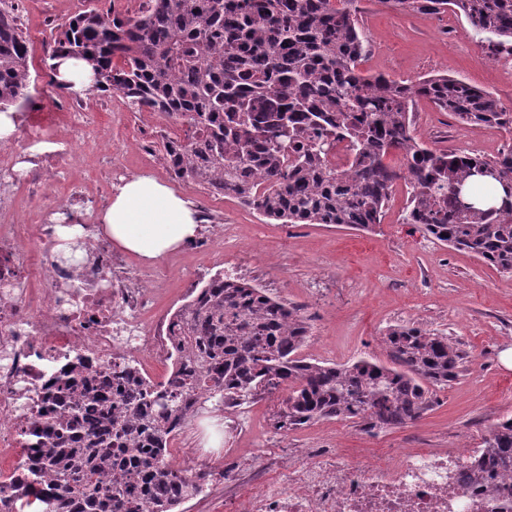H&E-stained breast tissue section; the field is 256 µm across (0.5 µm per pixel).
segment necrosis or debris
<instances>
[{"mask_svg": "<svg viewBox=\"0 0 512 512\" xmlns=\"http://www.w3.org/2000/svg\"><path fill=\"white\" fill-rule=\"evenodd\" d=\"M0 153V501L32 489L43 441L33 431L57 384L131 355L168 352V320H149V271L84 225L87 258L60 259L58 229L80 219L61 203L40 223L9 220L13 192ZM476 448H404L397 458L351 463L340 449H309L279 480L252 487L240 512H512V477Z\"/></svg>", "mask_w": 512, "mask_h": 512, "instance_id": "obj_1", "label": "necrosis or debris"}]
</instances>
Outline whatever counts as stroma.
Segmentation results:
<instances>
[{
	"instance_id": "obj_1",
	"label": "stroma",
	"mask_w": 512,
	"mask_h": 512,
	"mask_svg": "<svg viewBox=\"0 0 512 512\" xmlns=\"http://www.w3.org/2000/svg\"><path fill=\"white\" fill-rule=\"evenodd\" d=\"M29 42L31 85L15 107L16 133L0 150L45 159L51 173L46 198L19 191L18 220L37 222L44 201L74 202L92 217L109 205L122 179L149 174L184 192L208 223L230 225L224 238L198 235L196 245L152 263L127 256L131 269L150 268L157 290L152 318L170 317L193 287L226 274L304 307L309 336L301 350L308 361L346 364L361 358L386 361L382 344L394 325H414L447 335L463 364L448 385L433 388L431 407L420 418L376 434L349 421L321 419L291 431L276 426L283 397L276 391L244 407L200 415L171 445L176 467L205 470L203 494L181 512H226L225 499L244 490L251 473L224 483L225 466L261 461L296 464L309 448H340L365 464L403 448L479 447L489 424L512 418V369L501 362L512 349V275L443 245L417 225L405 223L408 190L397 184L379 226L371 232L333 224H278L236 199L219 197L175 179L160 156H146L147 131L162 123L155 112H133L120 93L72 97L49 84L45 45L54 28L96 9L131 14L142 0H11ZM358 23L367 38L358 64L365 75L396 81L445 73L512 106L506 64L490 60L465 18L437 16L360 0ZM414 135L427 147L465 152L478 143L495 156L511 139L500 129L459 124L425 99L416 100Z\"/></svg>"
}]
</instances>
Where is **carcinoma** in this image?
Instances as JSON below:
<instances>
[{
	"instance_id": "obj_1",
	"label": "carcinoma",
	"mask_w": 512,
	"mask_h": 512,
	"mask_svg": "<svg viewBox=\"0 0 512 512\" xmlns=\"http://www.w3.org/2000/svg\"><path fill=\"white\" fill-rule=\"evenodd\" d=\"M356 0H146L129 15L89 10L51 35L44 64L66 56L94 73L83 91H116L133 112H160L184 127L166 137L171 175L238 199L282 224H337L371 231L393 187L410 188L405 221L454 249L512 274V146L495 157L437 152L417 141L420 97L470 126L512 133V108L446 74L407 83L357 70L366 39ZM413 11L465 17L492 57L512 49V0H380ZM29 43L13 9L0 8V111L27 99ZM344 141L353 168L326 161ZM396 152L403 164L384 162ZM486 168L496 176L482 174ZM167 384L129 363L112 373L76 372L61 383L41 423L42 512H174L203 491L206 473L182 471L169 445L185 425L258 391L284 387L277 427L320 418L368 432L419 418L429 387L448 384L462 354L443 334L387 330L389 364H320L299 356L302 307L217 274L170 318ZM481 447L512 462V418L487 427Z\"/></svg>"
}]
</instances>
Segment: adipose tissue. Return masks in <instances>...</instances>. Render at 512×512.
Listing matches in <instances>:
<instances>
[{
    "label": "adipose tissue",
    "instance_id": "adipose-tissue-1",
    "mask_svg": "<svg viewBox=\"0 0 512 512\" xmlns=\"http://www.w3.org/2000/svg\"><path fill=\"white\" fill-rule=\"evenodd\" d=\"M200 230V216L189 199L147 174L122 180L100 217L104 236L148 262L177 250Z\"/></svg>",
    "mask_w": 512,
    "mask_h": 512
}]
</instances>
